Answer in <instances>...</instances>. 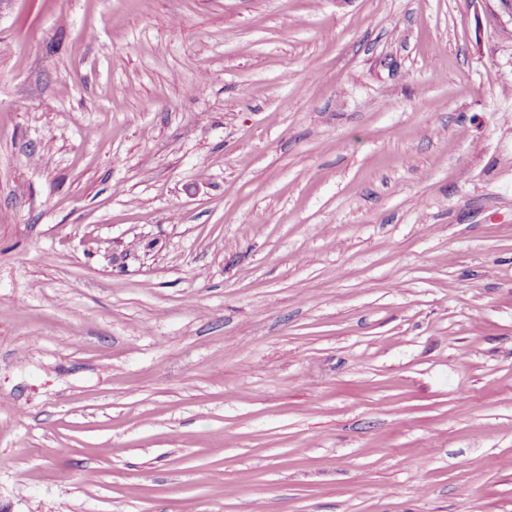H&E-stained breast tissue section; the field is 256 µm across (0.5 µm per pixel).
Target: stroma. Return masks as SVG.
Here are the masks:
<instances>
[{
	"label": "stroma",
	"mask_w": 512,
	"mask_h": 512,
	"mask_svg": "<svg viewBox=\"0 0 512 512\" xmlns=\"http://www.w3.org/2000/svg\"><path fill=\"white\" fill-rule=\"evenodd\" d=\"M0 512H512V0H0Z\"/></svg>",
	"instance_id": "35a3bbf8"
}]
</instances>
